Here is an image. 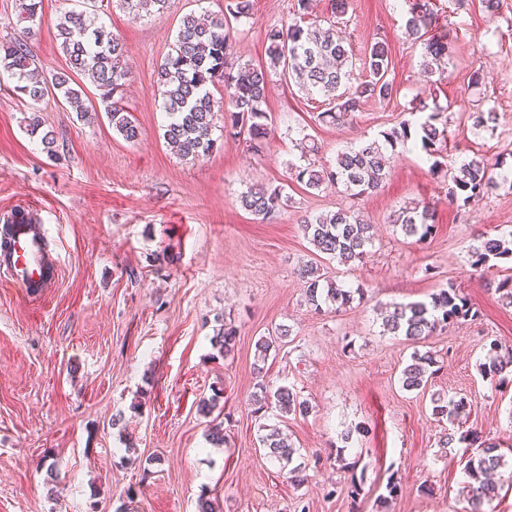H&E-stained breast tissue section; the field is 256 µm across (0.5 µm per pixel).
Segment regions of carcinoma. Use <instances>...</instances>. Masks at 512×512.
Wrapping results in <instances>:
<instances>
[{
    "instance_id": "carcinoma-1",
    "label": "carcinoma",
    "mask_w": 512,
    "mask_h": 512,
    "mask_svg": "<svg viewBox=\"0 0 512 512\" xmlns=\"http://www.w3.org/2000/svg\"><path fill=\"white\" fill-rule=\"evenodd\" d=\"M170 0H115L117 5L139 19L153 11L163 12ZM99 0H83L82 10L64 14L57 24L56 38L69 68L87 77L96 86L99 104L112 122V129L127 142L138 140L139 129L119 105V94L129 76L125 67L126 47L106 27L90 28L86 10L97 7ZM254 0H227L226 16L200 19L190 13L182 17L170 53L158 69V84L163 87L162 105L168 115L164 132L167 144L179 156L198 157L212 152L215 146L213 130L217 120L224 118L225 136L245 137L249 147L259 150L268 135L266 90L271 77L288 78L307 93L328 97L333 106L319 113V120L344 125L364 101L378 97L392 99L397 90L388 79L389 55L386 43L377 41L365 56L367 79L353 83L352 57L344 42L335 38L333 26L324 27L309 20L310 0H295L294 13L288 21L267 30L266 63L255 67L233 60L228 54L231 28L228 18L236 21L252 15ZM17 23L24 24L22 36L0 42V73L16 80L14 91L33 101L51 94L58 95L85 121L92 120L94 109L85 105L82 90L71 86L65 73L48 75L32 55L27 39L33 37L34 26L40 20L41 0H16ZM433 8L430 0H413L408 11L405 29L409 36L423 42L422 72L428 80L443 75L441 62L448 56V39L425 38L431 25ZM224 84V97L215 99L210 86ZM446 108L434 106L433 112L413 125L407 121L384 132L380 137L363 141L337 155L335 168L317 169L312 163L290 167L289 174L308 189L318 190L325 184L343 188L353 198L369 196L379 190L389 176V151L400 142L415 138L425 154L432 158L430 170L440 171L441 146L447 140V128L437 126L440 113ZM496 186L493 164L484 154H476L459 169L448 172V194L468 205ZM288 197L280 186L252 184L241 192V208L264 220L276 216ZM393 224L406 237L425 240L434 231V208L427 202H417L398 210ZM304 237L320 254L342 264L360 263L369 254L376 232L360 212L340 208L333 212L303 216L300 224ZM512 255V233L509 238H493L474 250L471 266H486L491 260ZM306 280V301L319 313L323 307L343 308L364 296L362 288H340L327 279L321 269L306 264L299 269ZM479 311L456 293L454 288H441L428 301L396 303L385 316L384 332L419 343L439 329L453 324L473 322ZM289 335L280 328L273 336H262L256 342L257 360L253 365L256 382L249 397L252 413L258 420L275 407L285 414L304 416L309 405L287 385L274 387L266 381L265 360L271 350L279 347ZM236 342V329L224 325L212 343L224 355H229ZM437 359L431 351H414L402 370L400 382L407 391L426 389L436 371ZM512 365V349L503 348L497 341L489 343L487 361L480 364L483 375H495ZM432 414L454 422L466 407L465 398L439 396L432 399ZM264 434L259 443L270 462L287 471L292 482L300 484L306 477V464L299 449L280 429L261 424ZM340 468L351 471L346 485L347 496L356 501L362 491L363 478L354 473L357 462L346 463L336 456ZM505 466L504 454L495 446H485L467 461L464 489L471 504L470 512H484L485 503L498 496L499 485L491 479Z\"/></svg>"
}]
</instances>
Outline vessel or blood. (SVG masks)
Returning a JSON list of instances; mask_svg holds the SVG:
<instances>
[{
	"label": "vessel or blood",
	"instance_id": "b4317fda",
	"mask_svg": "<svg viewBox=\"0 0 512 512\" xmlns=\"http://www.w3.org/2000/svg\"><path fill=\"white\" fill-rule=\"evenodd\" d=\"M55 248L39 226L0 234V276L26 295L50 285L56 271Z\"/></svg>",
	"mask_w": 512,
	"mask_h": 512
}]
</instances>
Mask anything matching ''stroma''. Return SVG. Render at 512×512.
Wrapping results in <instances>:
<instances>
[{"label": "stroma", "mask_w": 512, "mask_h": 512, "mask_svg": "<svg viewBox=\"0 0 512 512\" xmlns=\"http://www.w3.org/2000/svg\"><path fill=\"white\" fill-rule=\"evenodd\" d=\"M293 2L254 0L251 19L233 26L240 62H265V33ZM348 3L343 35L355 67L372 44L386 42L396 97L369 99L352 122L330 125L317 119L328 107L322 97L273 80L270 133L257 151L220 126L212 153L197 160L178 157L164 139L158 67L181 18L221 15L225 0H171L165 13L138 20L118 7L97 15L127 47L132 74L122 104L139 128L136 143L113 131L105 112L81 121L52 98L20 99L0 75V223L32 206L59 260L41 301L0 282V512H116L127 502L134 512H195L203 494L219 512H295L301 500L310 512H470L464 467L474 449L440 447L445 425L431 414L434 393L467 398L459 431L497 444L501 477L512 478V367L494 378L480 371L491 340L512 347V307L493 287L512 275V260L484 278L471 266L475 248L512 230V0H501L493 17L480 0L462 8L432 0L429 35L453 37L448 71L434 83L421 73V42L405 33L407 0ZM73 5L42 0L29 46L46 73L66 67L56 26ZM476 72L482 85L470 83ZM432 103L446 108L449 167L475 152L499 160L503 177L483 199L449 201L447 179L412 144L396 148L382 188L362 199L288 178L302 138L315 142L316 165L331 169L348 146ZM488 109L494 128L474 129L471 112ZM33 115L41 122L35 134ZM47 132L49 148L41 142ZM254 182L284 187L289 202L274 220L240 207L239 194ZM410 201L435 205V232L422 244L392 223ZM341 206L359 209L377 229L355 266L316 253L299 229L303 214ZM310 261L337 284L365 289L364 298L315 312L296 274ZM448 286L482 317L430 336L425 346L442 368L427 394L406 391L399 377L414 345L383 334L380 311ZM225 321L237 329L228 356L211 343ZM281 325L291 334L270 353L267 378L293 387L311 411L302 418L273 410L265 422L310 459L300 485L266 461L248 404L255 344ZM216 388L221 448L209 443V419L199 411ZM339 453L366 467L358 501L331 491L348 478L329 465ZM47 460L55 464L51 487ZM392 477L400 492L385 505Z\"/></svg>", "instance_id": "obj_1"}]
</instances>
